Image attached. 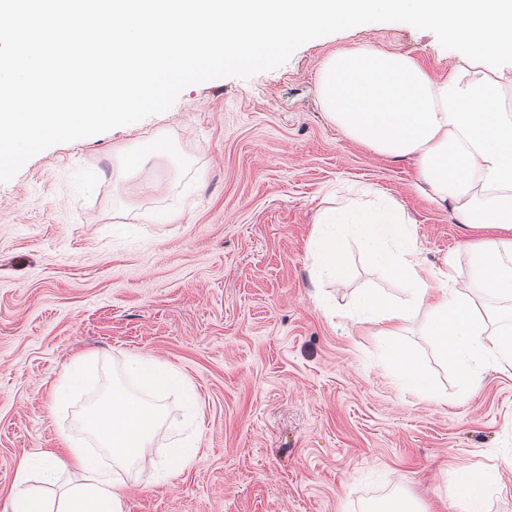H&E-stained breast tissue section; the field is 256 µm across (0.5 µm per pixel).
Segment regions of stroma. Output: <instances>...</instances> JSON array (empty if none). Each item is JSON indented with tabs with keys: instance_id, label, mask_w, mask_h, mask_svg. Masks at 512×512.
I'll list each match as a JSON object with an SVG mask.
<instances>
[{
	"instance_id": "obj_1",
	"label": "stroma",
	"mask_w": 512,
	"mask_h": 512,
	"mask_svg": "<svg viewBox=\"0 0 512 512\" xmlns=\"http://www.w3.org/2000/svg\"><path fill=\"white\" fill-rule=\"evenodd\" d=\"M364 43L436 79L459 63L431 32L363 24L250 79L190 85L166 112L50 147L0 183V508L20 460L65 455L100 392L55 405L66 366L90 356L108 379L141 354L187 377L204 423L170 482L125 475L124 512H364L398 490L460 512L458 484L479 471L499 474L489 512H512V370L465 389L415 331L404 341L436 393L420 400L373 326L331 313L397 283L353 247L344 282L310 277L316 213L352 183L403 205L427 264L471 275L469 234L416 190L414 160L347 138L320 105L324 60ZM158 137L173 158L119 177L122 152ZM118 191L130 211L117 233ZM172 205L179 216L165 219Z\"/></svg>"
}]
</instances>
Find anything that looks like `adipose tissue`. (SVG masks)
Here are the masks:
<instances>
[{"label":"adipose tissue","mask_w":512,"mask_h":512,"mask_svg":"<svg viewBox=\"0 0 512 512\" xmlns=\"http://www.w3.org/2000/svg\"><path fill=\"white\" fill-rule=\"evenodd\" d=\"M317 82L324 109L348 138L384 156L414 158L419 190L450 207L476 238L466 244L472 275L457 282L455 265H425L403 207L366 186L319 210L309 244L313 280L344 279L352 244L400 284L396 296L359 290L343 315L377 325L400 385L420 398L434 396L429 378L399 341L420 319L464 387L481 386L487 371L511 369L512 111L503 103L512 69L498 76L463 62L436 80L408 55L361 45L326 59ZM488 227L497 236L481 237ZM172 391L183 397L175 408L162 402ZM203 420L195 389L181 374L148 357L126 356L78 418L91 447L66 440L64 463L51 453L24 457L0 512H123L119 472L172 479L199 446L185 438L156 460L159 431ZM36 476L41 485L33 484ZM46 483L59 485L57 497L46 495Z\"/></svg>","instance_id":"obj_1"}]
</instances>
